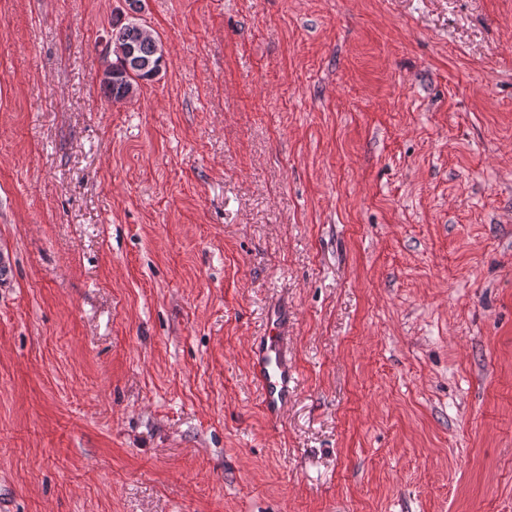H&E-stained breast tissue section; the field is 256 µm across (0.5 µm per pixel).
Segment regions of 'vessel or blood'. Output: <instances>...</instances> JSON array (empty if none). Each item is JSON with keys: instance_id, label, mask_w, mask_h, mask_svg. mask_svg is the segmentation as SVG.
Returning a JSON list of instances; mask_svg holds the SVG:
<instances>
[{"instance_id": "b4317fda", "label": "vessel or blood", "mask_w": 512, "mask_h": 512, "mask_svg": "<svg viewBox=\"0 0 512 512\" xmlns=\"http://www.w3.org/2000/svg\"><path fill=\"white\" fill-rule=\"evenodd\" d=\"M267 333L251 356V377L263 393V404L270 420H278L291 395L294 374L288 362V328L280 314L267 319Z\"/></svg>"}]
</instances>
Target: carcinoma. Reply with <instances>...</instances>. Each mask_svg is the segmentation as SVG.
<instances>
[{"mask_svg": "<svg viewBox=\"0 0 512 512\" xmlns=\"http://www.w3.org/2000/svg\"><path fill=\"white\" fill-rule=\"evenodd\" d=\"M114 44L134 47L131 58L115 57L119 78L110 84H101L105 96L117 102L126 99L139 82L152 78L160 71L164 53L160 39L156 36L143 37L134 22L120 27Z\"/></svg>", "mask_w": 512, "mask_h": 512, "instance_id": "carcinoma-1", "label": "carcinoma"}]
</instances>
